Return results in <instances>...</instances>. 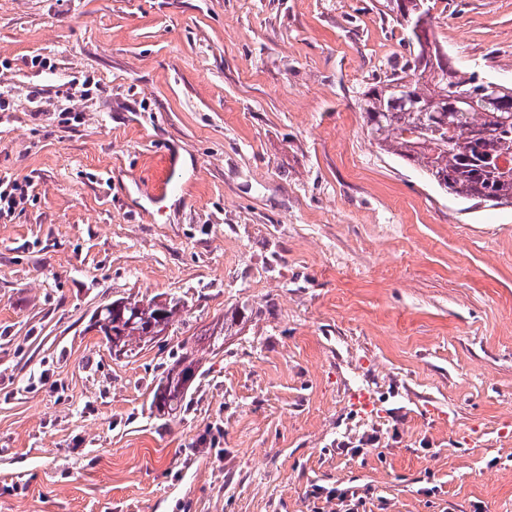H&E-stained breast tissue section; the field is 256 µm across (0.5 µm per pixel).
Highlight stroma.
<instances>
[{"mask_svg":"<svg viewBox=\"0 0 512 512\" xmlns=\"http://www.w3.org/2000/svg\"><path fill=\"white\" fill-rule=\"evenodd\" d=\"M432 15L512 83V0ZM407 43L383 0H0V512H512V207L369 140ZM159 294L183 316L114 356L93 314ZM0 217L9 216L28 198L30 185L5 175L0 179ZM179 187L169 180V174L164 178L152 180L151 185L144 191L149 203L155 204L175 195ZM248 315L249 314L245 306L234 309L230 316L225 313L224 325H222L220 330L218 331L216 328H212L209 334L204 335V338L209 342V347H212L213 349L221 347L224 344V338L229 336L228 334H231L233 331L237 332L240 330V325H243L247 321ZM236 327L238 328L236 329ZM220 340H222L221 343ZM196 352L193 347H184L176 362L160 376L150 401L152 413L175 417L184 411L191 387L203 373Z\"/></svg>","mask_w":512,"mask_h":512,"instance_id":"35a3bbf8","label":"stroma"}]
</instances>
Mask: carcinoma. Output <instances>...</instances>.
Wrapping results in <instances>:
<instances>
[{"mask_svg":"<svg viewBox=\"0 0 512 512\" xmlns=\"http://www.w3.org/2000/svg\"><path fill=\"white\" fill-rule=\"evenodd\" d=\"M398 24L410 36V59L403 72L412 77L409 91L395 88L402 75L394 72L363 93L367 135L378 147L420 168L446 192L465 200L512 206V169L493 173L490 166L512 163V86L475 71L453 66L448 50L430 38L433 24L419 26L430 12V0H385ZM123 307L105 305L94 322L110 347L128 354L135 342L147 344L161 335L181 310V300L123 298ZM247 308L224 316L211 329L212 348L247 321ZM202 375L201 359L183 348L160 376L150 401L151 412L175 417L187 406L191 387Z\"/></svg>","mask_w":512,"mask_h":512,"instance_id":"carcinoma-1","label":"carcinoma"}]
</instances>
